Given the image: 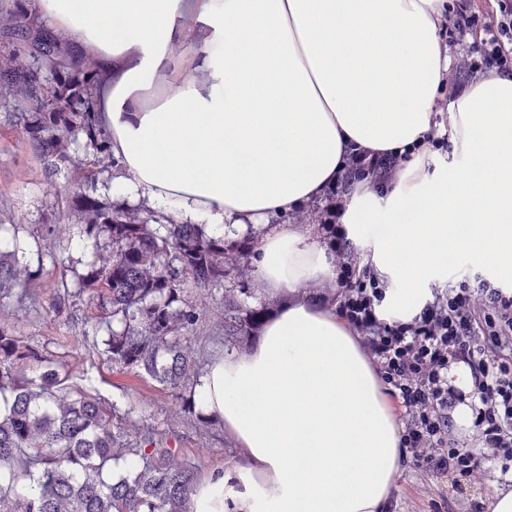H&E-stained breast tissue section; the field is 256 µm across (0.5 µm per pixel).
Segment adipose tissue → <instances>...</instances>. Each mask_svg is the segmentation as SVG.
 <instances>
[{
	"label": "adipose tissue",
	"instance_id": "1",
	"mask_svg": "<svg viewBox=\"0 0 512 512\" xmlns=\"http://www.w3.org/2000/svg\"><path fill=\"white\" fill-rule=\"evenodd\" d=\"M100 65L98 110L121 195L214 235L263 234L258 288L280 305L251 347L197 387L239 456L200 478L190 512H389L404 458L378 372L335 303L328 250L287 215L322 199L358 150L403 157L358 182L341 222L407 320L467 246L512 278V73L490 70L433 120L448 79L447 0H31ZM385 219L391 232L365 237Z\"/></svg>",
	"mask_w": 512,
	"mask_h": 512
}]
</instances>
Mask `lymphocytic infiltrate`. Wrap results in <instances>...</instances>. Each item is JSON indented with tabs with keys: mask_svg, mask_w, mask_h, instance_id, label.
I'll list each match as a JSON object with an SVG mask.
<instances>
[{
	"mask_svg": "<svg viewBox=\"0 0 512 512\" xmlns=\"http://www.w3.org/2000/svg\"><path fill=\"white\" fill-rule=\"evenodd\" d=\"M479 51L485 64L512 69V0L487 15ZM395 157H349L328 198L333 221L324 230L339 269L337 310L360 338L400 409V445L417 468L476 478L484 465L512 484V292L482 280H461L435 293L406 321L378 314L387 285L359 265L339 219L355 182L388 178ZM470 411L468 435L454 412Z\"/></svg>",
	"mask_w": 512,
	"mask_h": 512,
	"instance_id": "f902f5d3",
	"label": "lymphocytic infiltrate"
}]
</instances>
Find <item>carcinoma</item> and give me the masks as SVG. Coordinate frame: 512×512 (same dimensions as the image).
<instances>
[{"instance_id": "obj_1", "label": "carcinoma", "mask_w": 512, "mask_h": 512, "mask_svg": "<svg viewBox=\"0 0 512 512\" xmlns=\"http://www.w3.org/2000/svg\"><path fill=\"white\" fill-rule=\"evenodd\" d=\"M0 104L18 109L24 133L45 169L69 170L63 196L71 222L88 236L105 232L112 249L98 252L89 273L107 324L101 354L113 364L178 387L199 371L180 347L181 333L200 322L190 289L210 291L229 278L224 293V345L258 335L277 303L251 306L248 259L253 238L229 241L202 224L161 221L136 206L115 207L94 185L115 164L99 126L93 88L97 66L75 63L67 47L19 0L11 25L0 31ZM25 55L27 67L15 62ZM18 239L0 237V303L33 298L32 275L18 259ZM75 373L0 324V512H189L195 468L175 460L155 433L115 429L118 405L104 408L73 384ZM124 474L115 476V471Z\"/></svg>"}]
</instances>
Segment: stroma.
<instances>
[{"label": "stroma", "mask_w": 512, "mask_h": 512, "mask_svg": "<svg viewBox=\"0 0 512 512\" xmlns=\"http://www.w3.org/2000/svg\"><path fill=\"white\" fill-rule=\"evenodd\" d=\"M483 33L473 29L462 36L445 39L450 70L448 82L434 114L435 123H447V106L481 76L477 47ZM67 170L47 173L43 162L19 126L8 120L0 109V222L16 227V237L24 249V260L38 275L36 301L24 307L15 328L19 336L36 348L78 362L79 386L100 397L104 405L134 404L146 426L174 448L180 461L196 467L198 474L232 466L237 446L222 426H203L181 410L182 388L162 386L133 372L113 366L93 346L92 339L104 335L105 326L97 322L94 305L82 293V277L96 252L108 249L107 234L94 238L72 237L55 256L38 252V242L49 237L59 224L63 203L57 191L67 181ZM81 296L68 313L53 309L60 284ZM224 291L215 289L206 300V308L195 331L186 333L182 344L192 351L199 368L224 353L222 330ZM496 474L465 483L462 489L433 473L417 469L411 458H404L391 512H491L490 504L501 491Z\"/></svg>", "instance_id": "1"}]
</instances>
